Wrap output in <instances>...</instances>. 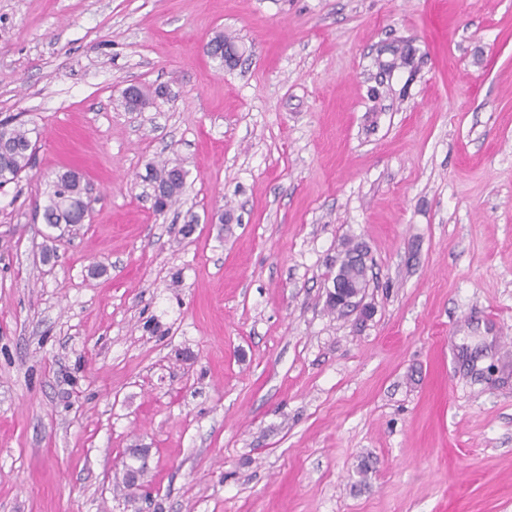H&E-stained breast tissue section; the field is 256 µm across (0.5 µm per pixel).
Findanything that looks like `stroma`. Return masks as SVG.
<instances>
[{
    "label": "stroma",
    "mask_w": 512,
    "mask_h": 512,
    "mask_svg": "<svg viewBox=\"0 0 512 512\" xmlns=\"http://www.w3.org/2000/svg\"><path fill=\"white\" fill-rule=\"evenodd\" d=\"M7 116L0 512H512V0H0ZM350 242L364 320L326 307ZM224 46L238 48L233 38L225 36L224 33H218L206 44V53L208 54L207 48H209L211 49V57H224L225 66H234L240 58V53L235 50L224 49ZM221 58L218 59L222 60ZM30 131L10 119L0 120V187L17 181L30 167L36 145ZM175 167L171 166L170 162L164 161L160 165H152L148 169L146 179L155 182L162 189V197L155 203L158 211L172 207L182 192L185 175L177 174ZM90 210V199L80 179L71 172L57 177L54 189L43 208L42 217L45 224L58 228L65 224L66 228L78 230L84 224Z\"/></svg>",
    "instance_id": "35a3bbf8"
}]
</instances>
